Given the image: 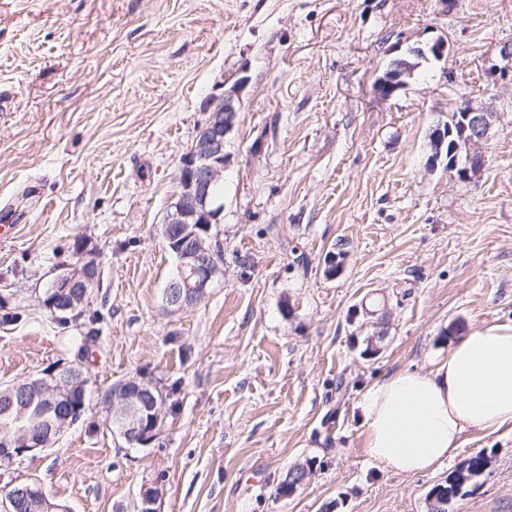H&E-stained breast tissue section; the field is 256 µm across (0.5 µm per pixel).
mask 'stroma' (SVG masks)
<instances>
[{"label":"stroma","mask_w":512,"mask_h":512,"mask_svg":"<svg viewBox=\"0 0 512 512\" xmlns=\"http://www.w3.org/2000/svg\"><path fill=\"white\" fill-rule=\"evenodd\" d=\"M448 42L392 97L396 44ZM512 0H0V384L73 359L43 307L73 243L99 254L86 413L0 473L71 512H427L456 460L490 456L450 512H512V426L397 475L368 458L357 402L428 371L454 338L512 326ZM221 274L170 311L162 237L179 159L238 77ZM496 114L483 165L428 167L465 97ZM170 388L155 441L127 447L98 399ZM311 475L288 496V469Z\"/></svg>","instance_id":"35a3bbf8"}]
</instances>
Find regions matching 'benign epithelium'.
I'll return each mask as SVG.
<instances>
[{
	"instance_id": "7a95c632",
	"label": "benign epithelium",
	"mask_w": 512,
	"mask_h": 512,
	"mask_svg": "<svg viewBox=\"0 0 512 512\" xmlns=\"http://www.w3.org/2000/svg\"><path fill=\"white\" fill-rule=\"evenodd\" d=\"M411 69L404 56L394 58L389 70L379 78L376 91L386 98L392 96L405 86L403 76ZM246 82L247 77L243 76L224 94L208 99L206 118L179 161L174 202L162 231L164 242L174 251L178 270V276L165 291L167 306L173 310L205 297L219 272L215 261L205 256L201 233L210 232L211 225L220 223L221 211L212 206L210 187L224 178V140L236 124V95ZM454 112L453 124L439 125L432 131L430 163H436L445 148L448 169L466 174L483 163L478 146L488 138L495 114L471 99L457 102ZM172 224L179 225L176 237L170 231ZM90 281L92 278L85 272L80 279L60 276L55 282L59 297L45 298L42 305L54 313H74L75 303L64 301L61 293ZM76 376L84 378L83 370L66 362L0 387V414L12 417V422L4 426L7 436L0 442L1 469L54 446L64 431L75 424L73 420L54 417L53 412L58 405L57 398L72 393L68 381ZM112 402L119 404L120 437L133 444H150L152 439L144 429V413L153 411L151 418L158 421L161 410L151 404L146 385L122 382L112 388ZM21 503H31L39 512H70L66 506L53 502L37 482H9L0 489V512H12Z\"/></svg>"
}]
</instances>
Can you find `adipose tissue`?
Wrapping results in <instances>:
<instances>
[{
	"mask_svg": "<svg viewBox=\"0 0 512 512\" xmlns=\"http://www.w3.org/2000/svg\"><path fill=\"white\" fill-rule=\"evenodd\" d=\"M358 407L372 461L395 473L434 469L455 456L464 434L512 425V326L461 337L429 371L370 384Z\"/></svg>",
	"mask_w": 512,
	"mask_h": 512,
	"instance_id": "obj_1",
	"label": "adipose tissue"
}]
</instances>
